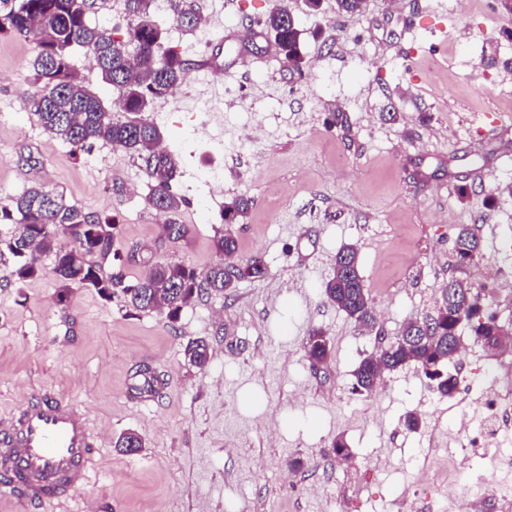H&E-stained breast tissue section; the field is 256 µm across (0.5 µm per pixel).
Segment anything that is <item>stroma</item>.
Returning a JSON list of instances; mask_svg holds the SVG:
<instances>
[{
	"instance_id": "35a3bbf8",
	"label": "stroma",
	"mask_w": 512,
	"mask_h": 512,
	"mask_svg": "<svg viewBox=\"0 0 512 512\" xmlns=\"http://www.w3.org/2000/svg\"><path fill=\"white\" fill-rule=\"evenodd\" d=\"M195 32L168 0L153 18L164 44L189 62L166 104L147 117L178 162L173 219L188 233L168 240L171 217L147 205L136 156L104 141L83 151L47 133L20 96L28 87L31 40L0 35V205L41 186L84 210L112 217V243L129 279L148 261L205 271L232 198L250 199L233 224L237 259L263 256L268 274L238 283L232 297L209 294L164 315L129 314L122 296L72 287L58 300L53 274L18 283L0 263V416L51 387L88 413L103 442L85 487L68 502L32 504L0 485V512H457L473 480L512 483V423L491 447L470 442L484 402L504 382L501 358L466 342L455 358L458 389L437 396L414 366L385 387L354 392L359 362L410 319L432 314L455 277L485 289L500 322L512 324V13L501 0H363L340 13L322 0H190ZM288 7L303 40V74L291 71L267 30ZM224 14V32L252 26L236 74L205 71L203 50ZM494 64H487V57ZM478 229L482 252L454 251V228ZM352 245L378 318L355 327L326 302L337 251ZM329 336L332 356L312 367L311 330ZM206 339V368L183 348ZM165 385L134 399L139 370ZM420 417L419 430L405 424ZM140 434L139 454L116 451ZM348 452L336 454L335 441Z\"/></svg>"
}]
</instances>
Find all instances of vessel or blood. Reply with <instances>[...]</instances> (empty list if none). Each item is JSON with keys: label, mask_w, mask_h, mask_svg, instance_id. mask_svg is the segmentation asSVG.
I'll use <instances>...</instances> for the list:
<instances>
[{"label": "vessel or blood", "mask_w": 512, "mask_h": 512, "mask_svg": "<svg viewBox=\"0 0 512 512\" xmlns=\"http://www.w3.org/2000/svg\"><path fill=\"white\" fill-rule=\"evenodd\" d=\"M102 435L74 401L51 389L0 418V477L29 502L73 499Z\"/></svg>", "instance_id": "1"}]
</instances>
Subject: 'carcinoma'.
Instances as JSON below:
<instances>
[{
    "label": "carcinoma",
    "instance_id": "carcinoma-1",
    "mask_svg": "<svg viewBox=\"0 0 512 512\" xmlns=\"http://www.w3.org/2000/svg\"><path fill=\"white\" fill-rule=\"evenodd\" d=\"M151 3L125 0L132 23L128 40L123 41L115 37L112 28L90 24L96 0H0V35L32 39L33 90L23 92L21 102L37 113L45 131L70 145L74 153L100 140L131 151L141 161L148 179L147 203L168 214L178 212L186 203L172 190L177 162L172 153L161 148L163 134L144 113L155 100L181 84L189 63L174 49L164 47V32L152 19ZM169 4L177 23L189 30L197 27L199 17L184 0H169ZM266 26L274 34L288 67L303 72L301 30L293 14L280 7L269 14ZM77 49L93 59L104 80L118 90L121 109L130 115L129 119L112 118V111L78 76L71 63ZM248 207L249 199L242 196L224 205L222 220L227 229L214 238L217 253L228 257L236 252L237 242L228 225L243 216ZM0 224L11 226L8 236L0 238V260L8 257L13 261L16 281L42 276L41 258L50 256L52 273L61 288L60 298H65L73 285L91 288L106 300L119 293L133 311L163 313L171 324L202 295H230L239 282L267 274L259 256L237 263L219 262L204 272L181 262H156L134 283L127 281L120 269L106 274L92 258H109L119 225L110 217L70 205L41 187H32L13 198L11 204L1 206ZM62 235L72 239L73 248L62 246ZM454 250L462 263L480 255L481 239L474 226L456 227ZM324 296L358 327L376 328L375 312L353 246L345 245L336 253L334 273L324 286ZM464 324L473 343L489 351L497 350L500 336L508 330L487 312L480 291L451 277L441 288L434 313L405 322L395 341L360 361L354 371L355 391L369 394L386 374L413 362L430 381L429 387L441 396H453L458 379L447 366L463 347ZM304 351L311 364H326L332 352L328 336L312 330ZM184 354L191 365L202 368L209 361L210 347L205 340H190ZM115 447L128 455L135 454L145 447V441L135 432H126Z\"/></svg>",
    "mask_w": 512,
    "mask_h": 512
}]
</instances>
